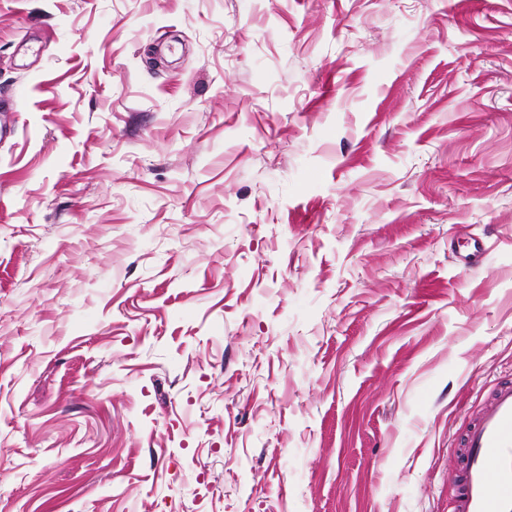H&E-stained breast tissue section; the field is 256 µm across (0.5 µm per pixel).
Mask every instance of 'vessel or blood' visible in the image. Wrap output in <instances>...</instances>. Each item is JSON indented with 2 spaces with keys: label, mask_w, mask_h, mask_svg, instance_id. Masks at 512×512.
Listing matches in <instances>:
<instances>
[{
  "label": "vessel or blood",
  "mask_w": 512,
  "mask_h": 512,
  "mask_svg": "<svg viewBox=\"0 0 512 512\" xmlns=\"http://www.w3.org/2000/svg\"><path fill=\"white\" fill-rule=\"evenodd\" d=\"M459 458L452 512H512V382L470 416Z\"/></svg>",
  "instance_id": "vessel-or-blood-1"
}]
</instances>
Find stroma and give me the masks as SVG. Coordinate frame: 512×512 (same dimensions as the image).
<instances>
[{"mask_svg":"<svg viewBox=\"0 0 512 512\" xmlns=\"http://www.w3.org/2000/svg\"><path fill=\"white\" fill-rule=\"evenodd\" d=\"M0 512H448L512 380V0H0Z\"/></svg>","mask_w":512,"mask_h":512,"instance_id":"35a3bbf8","label":"stroma"}]
</instances>
